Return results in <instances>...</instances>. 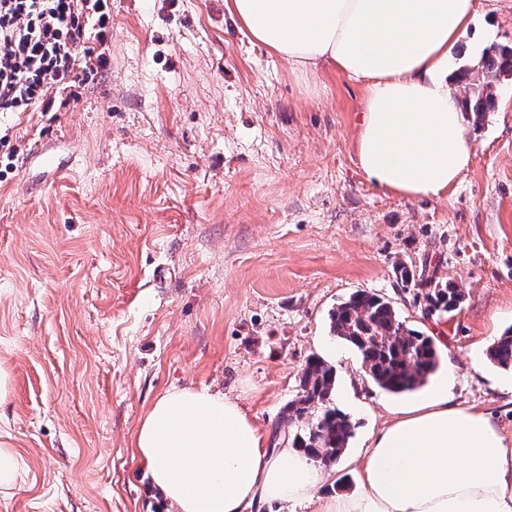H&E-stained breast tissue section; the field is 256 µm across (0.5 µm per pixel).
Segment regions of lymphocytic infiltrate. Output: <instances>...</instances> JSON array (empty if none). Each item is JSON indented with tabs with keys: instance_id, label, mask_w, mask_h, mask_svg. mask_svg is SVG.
Wrapping results in <instances>:
<instances>
[{
	"instance_id": "lymphocytic-infiltrate-1",
	"label": "lymphocytic infiltrate",
	"mask_w": 512,
	"mask_h": 512,
	"mask_svg": "<svg viewBox=\"0 0 512 512\" xmlns=\"http://www.w3.org/2000/svg\"><path fill=\"white\" fill-rule=\"evenodd\" d=\"M110 0H0V112L53 111L51 88H78L106 64Z\"/></svg>"
}]
</instances>
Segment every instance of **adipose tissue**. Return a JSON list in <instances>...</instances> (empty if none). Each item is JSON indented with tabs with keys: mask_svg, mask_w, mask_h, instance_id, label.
Wrapping results in <instances>:
<instances>
[{
	"mask_svg": "<svg viewBox=\"0 0 512 512\" xmlns=\"http://www.w3.org/2000/svg\"><path fill=\"white\" fill-rule=\"evenodd\" d=\"M270 53L306 73L329 63L366 92L357 158L374 183L439 196L469 167L473 142L453 94L460 40L476 0H225ZM444 379L371 442L359 486L321 512H512V446L488 414L456 403ZM135 453L174 512L296 507L324 475L301 450L271 455L236 401L183 388L159 396Z\"/></svg>",
	"mask_w": 512,
	"mask_h": 512,
	"instance_id": "ef3b65f1",
	"label": "adipose tissue"
}]
</instances>
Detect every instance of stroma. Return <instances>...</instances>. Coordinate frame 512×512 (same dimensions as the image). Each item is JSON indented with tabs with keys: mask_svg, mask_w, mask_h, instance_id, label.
I'll return each instance as SVG.
<instances>
[{
	"mask_svg": "<svg viewBox=\"0 0 512 512\" xmlns=\"http://www.w3.org/2000/svg\"><path fill=\"white\" fill-rule=\"evenodd\" d=\"M109 63L59 110L0 114V445L18 456L0 512H166L135 454L175 388L239 400L262 442L308 357L336 369L345 453L294 512L358 486L371 437L413 393L380 390L330 312L358 290L442 339L459 404L512 444V372L487 350L512 326V80L469 125L472 161L440 197L357 163L365 89L303 76L239 31L224 0H112ZM463 288L430 315L397 261Z\"/></svg>",
	"mask_w": 512,
	"mask_h": 512,
	"instance_id": "1",
	"label": "stroma"
}]
</instances>
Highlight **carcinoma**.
<instances>
[{
  "label": "carcinoma",
  "instance_id": "1",
  "mask_svg": "<svg viewBox=\"0 0 512 512\" xmlns=\"http://www.w3.org/2000/svg\"><path fill=\"white\" fill-rule=\"evenodd\" d=\"M479 73L482 80L469 94L471 110L481 120L495 107L494 89L500 77L512 75V46L486 49ZM396 270L402 281L425 288L422 296L428 312L451 315L460 309L465 292L455 284L425 277L426 263L416 270L400 261ZM330 332L358 351L365 375L386 392L420 387L439 366L433 339L409 327L392 303L375 293L359 290L339 303L330 314ZM490 359L500 368L512 369V327L495 340ZM335 385V368L311 356L302 368L297 395L282 411L288 444L325 466L344 453L354 429L350 417L333 402Z\"/></svg>",
  "mask_w": 512,
  "mask_h": 512
}]
</instances>
